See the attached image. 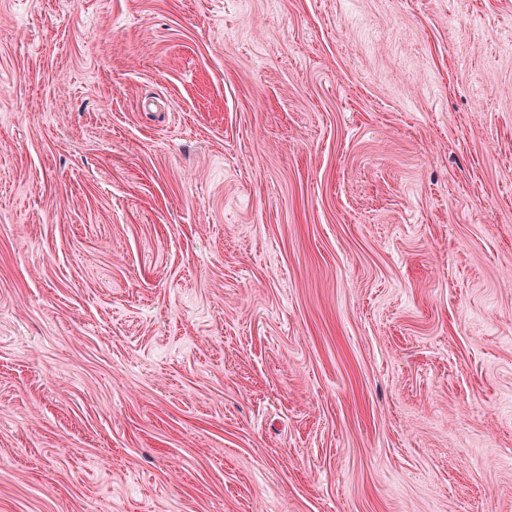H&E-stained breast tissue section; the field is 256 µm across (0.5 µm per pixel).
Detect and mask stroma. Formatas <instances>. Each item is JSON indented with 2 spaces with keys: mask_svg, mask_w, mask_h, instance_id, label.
<instances>
[{
  "mask_svg": "<svg viewBox=\"0 0 512 512\" xmlns=\"http://www.w3.org/2000/svg\"><path fill=\"white\" fill-rule=\"evenodd\" d=\"M0 512H512V0H0Z\"/></svg>",
  "mask_w": 512,
  "mask_h": 512,
  "instance_id": "35a3bbf8",
  "label": "stroma"
}]
</instances>
